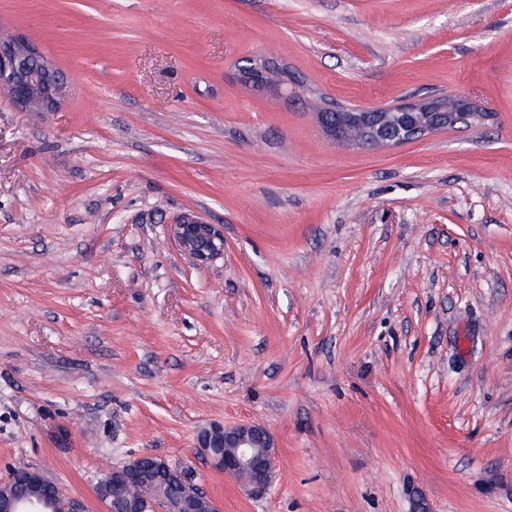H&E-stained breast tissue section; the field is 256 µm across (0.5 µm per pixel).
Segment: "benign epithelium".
I'll return each instance as SVG.
<instances>
[{
  "label": "benign epithelium",
  "instance_id": "7a95c632",
  "mask_svg": "<svg viewBox=\"0 0 512 512\" xmlns=\"http://www.w3.org/2000/svg\"><path fill=\"white\" fill-rule=\"evenodd\" d=\"M270 62L262 55L243 59L238 65L242 80L255 88H266V81L274 75ZM274 76L277 94L286 95L297 86L295 77L286 70ZM63 84L60 71L30 42L16 36L0 39V88L17 106L30 112H54ZM467 106H473L467 97L449 101L435 97L397 107L366 108L364 119L348 132L365 146L399 144L456 124L457 112ZM340 112L342 109L334 102L325 103L319 112L321 125L333 136L340 127ZM170 236L194 265H207L224 255V230L220 224H209L188 214L170 225ZM195 448L214 470L236 480L250 498L262 499L269 494L277 456L273 438L264 428L212 422L198 431ZM137 461L135 457L112 466L107 478L96 485V495L106 512H196L194 507L200 499L206 501L207 512H218L214 500L199 489L193 477L174 464L171 468L177 471L181 483L177 504L151 492L140 497L128 495L120 485L121 473H133ZM0 512H85V508L81 501L65 497L56 483L48 479L41 497L19 493L0 496Z\"/></svg>",
  "mask_w": 512,
  "mask_h": 512
}]
</instances>
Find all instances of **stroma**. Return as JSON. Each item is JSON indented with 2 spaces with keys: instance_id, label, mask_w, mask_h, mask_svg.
I'll return each mask as SVG.
<instances>
[{
  "instance_id": "1",
  "label": "stroma",
  "mask_w": 512,
  "mask_h": 512,
  "mask_svg": "<svg viewBox=\"0 0 512 512\" xmlns=\"http://www.w3.org/2000/svg\"><path fill=\"white\" fill-rule=\"evenodd\" d=\"M60 69L57 112L0 93V482L86 512L112 465L189 466L220 512H512V0H0ZM265 54L283 100L238 79ZM469 97L389 146L321 99ZM224 227L195 266L168 230ZM258 425L254 500L196 452Z\"/></svg>"
}]
</instances>
